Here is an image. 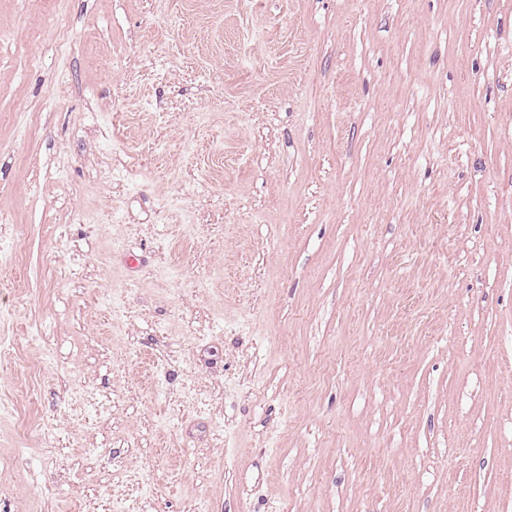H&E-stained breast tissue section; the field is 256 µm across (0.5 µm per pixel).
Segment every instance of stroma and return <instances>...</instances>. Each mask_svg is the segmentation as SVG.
Wrapping results in <instances>:
<instances>
[{
  "mask_svg": "<svg viewBox=\"0 0 512 512\" xmlns=\"http://www.w3.org/2000/svg\"><path fill=\"white\" fill-rule=\"evenodd\" d=\"M0 512H512V0H0Z\"/></svg>",
  "mask_w": 512,
  "mask_h": 512,
  "instance_id": "1",
  "label": "stroma"
}]
</instances>
